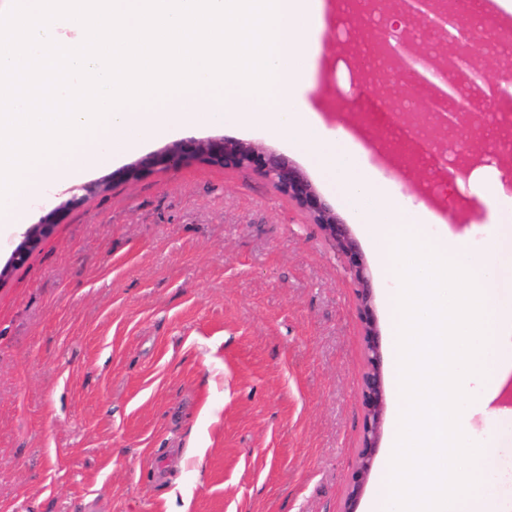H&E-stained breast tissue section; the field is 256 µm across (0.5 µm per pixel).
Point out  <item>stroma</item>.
Returning a JSON list of instances; mask_svg holds the SVG:
<instances>
[{"label": "stroma", "mask_w": 512, "mask_h": 512, "mask_svg": "<svg viewBox=\"0 0 512 512\" xmlns=\"http://www.w3.org/2000/svg\"><path fill=\"white\" fill-rule=\"evenodd\" d=\"M316 84L328 125L367 128L369 161L399 139L372 86L352 93L333 34L371 21L334 0ZM281 155L348 225L367 263L381 336L379 448L357 512H368L393 430L387 295L395 273L294 144L263 130L200 127ZM90 169L20 206L0 227V264L72 197L0 283V512H342L363 437L367 369L359 301L334 242L249 169L186 163L95 195L86 185L169 146ZM435 213L455 230L487 218L512 182L478 166L440 174ZM63 216L61 208H56L46 214L38 224H33L23 236V240L12 251L10 258L2 268L0 266V281L7 273L25 263L31 251L38 245L41 238L51 230L54 224H60Z\"/></svg>", "instance_id": "obj_1"}]
</instances>
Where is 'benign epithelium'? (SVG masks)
I'll return each mask as SVG.
<instances>
[{
    "label": "benign epithelium",
    "instance_id": "7a95c632",
    "mask_svg": "<svg viewBox=\"0 0 512 512\" xmlns=\"http://www.w3.org/2000/svg\"><path fill=\"white\" fill-rule=\"evenodd\" d=\"M418 16L429 18L436 31L448 36V50L437 54L412 39L410 23ZM393 17L394 21L385 24L381 29L384 54L389 61L391 72L404 73L409 76L410 85H418L427 90L430 94L428 111L441 114L440 120L449 128L459 126L458 112L450 110L445 114L439 109L440 102L454 101V97L431 82L421 70L424 69L441 78L464 98L474 94L475 79L480 77V67L472 59L461 62L456 50L458 42L468 39V35L463 31L457 36L450 32V29L455 27L452 12L442 9L437 0H400ZM190 160L224 168L252 169L260 173L271 181L280 193L305 209L314 223L337 243L340 257L353 278L360 301L359 315L364 328L363 340L367 356V371L364 373L359 392L364 409L363 439L357 465L351 476L345 507L342 510L356 512V505L363 493L378 448L384 408L381 339L373 309L371 280L364 256L351 237L348 225L344 224L321 199L300 169L274 153L250 143L222 137L182 141L140 159L112 174V178L137 180L156 170L175 168ZM62 216L63 211L56 208L24 233L23 240L12 251L7 264L0 267V280L11 269L25 263L41 238L49 233L53 225L60 223Z\"/></svg>",
    "mask_w": 512,
    "mask_h": 512
}]
</instances>
